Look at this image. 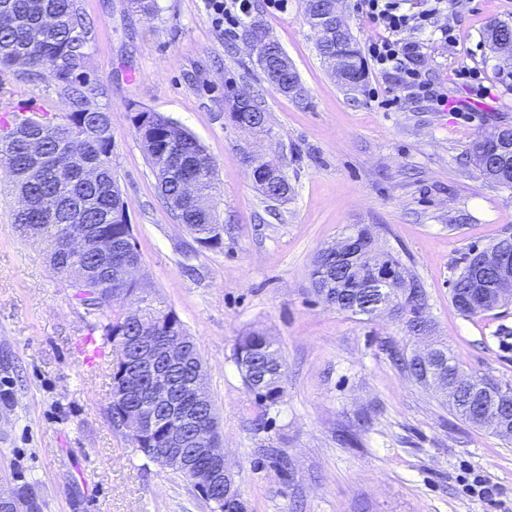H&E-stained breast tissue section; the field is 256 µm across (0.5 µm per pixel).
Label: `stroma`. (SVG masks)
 I'll return each instance as SVG.
<instances>
[{
	"mask_svg": "<svg viewBox=\"0 0 512 512\" xmlns=\"http://www.w3.org/2000/svg\"><path fill=\"white\" fill-rule=\"evenodd\" d=\"M219 27L203 0H158L147 17L128 0H77L89 24L83 72L89 107L112 121V171L141 255L140 275L199 347L224 456L248 512H512V441L451 413L393 359L413 347L399 322L367 319L317 298L312 263L346 226L375 225L423 283L437 333L462 369L512 383V303L467 318L451 300L464 258L512 235V188L488 183L467 148L512 128V67L486 39L512 22V0H448L435 24L455 44L406 31L448 111L397 76L365 66L343 86L320 56L304 0ZM258 24L287 53L304 96L269 86L243 32ZM465 70L496 86L485 109ZM242 90L269 133L238 128L224 94ZM67 93L27 68L0 69V125L13 113L72 112ZM158 112L213 161L223 245L201 247L158 190L132 118ZM277 165L290 191L265 197L245 160ZM16 197L0 170V486L31 484L43 512H210L182 475L148 459L112 425L113 345L45 260L20 239ZM271 336L285 363L270 409L233 359L238 336ZM265 416V431L252 422ZM490 495H472L474 478Z\"/></svg>",
	"mask_w": 512,
	"mask_h": 512,
	"instance_id": "35a3bbf8",
	"label": "stroma"
}]
</instances>
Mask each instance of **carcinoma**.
<instances>
[{
  "label": "carcinoma",
  "instance_id": "carcinoma-1",
  "mask_svg": "<svg viewBox=\"0 0 512 512\" xmlns=\"http://www.w3.org/2000/svg\"><path fill=\"white\" fill-rule=\"evenodd\" d=\"M306 18L317 37L316 45L321 56H342L347 69L340 80L351 88L358 87L363 70L351 33L338 40L331 39L321 33L322 22L309 13ZM75 42L82 48L88 44L87 29L76 0H0V67L24 66L37 75H47L68 91L74 107L60 122L48 112H41L34 118L29 115L15 117L0 135V167L12 174L17 200L14 224L21 237L34 243H52L80 231V226L68 223L64 216H51L55 197L62 195L84 209L85 223L105 227L112 236V243L123 244L131 236L132 227L114 218L125 205L112 173V123L107 113L85 107L86 95L80 72L84 57L73 59L68 54ZM263 47L268 61L259 63V67L269 83L273 79L271 66L277 63L279 45L266 35ZM133 127L155 172L158 189L178 223L195 234L202 246L210 249L222 245L223 239L216 231L217 222L208 205L215 188L214 164L203 146L177 122L156 112L136 113ZM31 141L48 156L63 152L82 155L85 165L96 172L97 180H88L73 170L27 166V149ZM478 168L487 182L512 187L511 164L486 167L480 164ZM352 232L368 241L366 262L388 267L397 277L416 285V292L410 294L403 288H388L385 297L390 305L399 308L401 322L410 337H418L410 314L418 304L427 303L422 282L399 256L378 246L369 226L355 225ZM477 257L473 250L465 259V265L452 282V298L485 294L495 287L493 272L474 269ZM48 261L69 288L74 287L75 279L85 276V270L94 272L97 266L94 255L86 252L71 254L58 263L51 250ZM364 270L365 265L360 264L356 273L338 272L330 257L321 251L312 270L314 290L327 306L356 315L354 302L363 301L368 296L366 291L355 287ZM93 282L103 288L102 297L93 298L91 292L82 289L75 290L74 297L86 313L95 318V327L102 329L115 348L121 347L124 337L137 334V326L125 314L126 303L132 301L140 306L154 335L174 336L186 332L178 315L159 305L150 287L127 281L121 265H114L105 277L95 278ZM234 361L248 390L264 401V407L276 405L282 394L280 380L284 373L275 377L268 375L270 365L283 363L273 341L255 331L244 334L236 342ZM462 375L464 399L450 409L475 425L477 417L486 409L473 399L470 391L491 376L465 371ZM203 386V381L176 371L175 387L183 398L191 399Z\"/></svg>",
  "mask_w": 512,
  "mask_h": 512
}]
</instances>
